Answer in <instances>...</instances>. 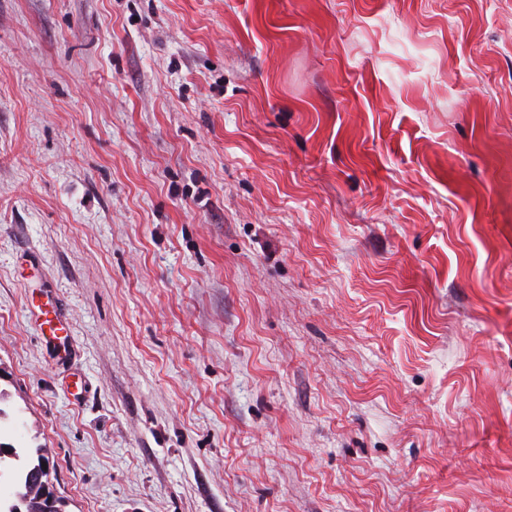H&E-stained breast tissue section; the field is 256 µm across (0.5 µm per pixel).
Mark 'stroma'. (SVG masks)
<instances>
[{
	"instance_id": "1",
	"label": "stroma",
	"mask_w": 512,
	"mask_h": 512,
	"mask_svg": "<svg viewBox=\"0 0 512 512\" xmlns=\"http://www.w3.org/2000/svg\"><path fill=\"white\" fill-rule=\"evenodd\" d=\"M0 413L64 512H512V0H0Z\"/></svg>"
}]
</instances>
